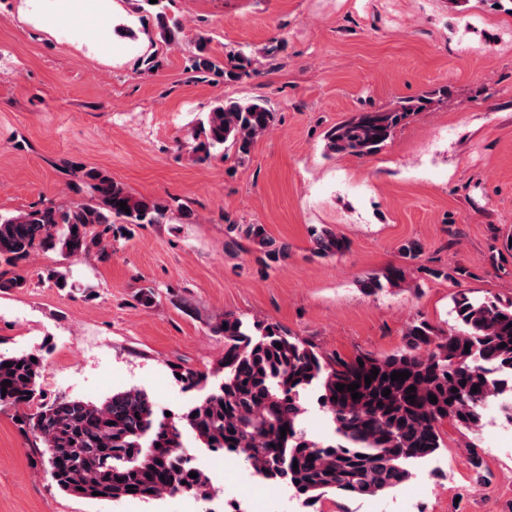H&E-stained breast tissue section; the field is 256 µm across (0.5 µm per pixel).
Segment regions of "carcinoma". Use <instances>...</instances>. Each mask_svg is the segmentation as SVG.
<instances>
[{
    "label": "carcinoma",
    "mask_w": 512,
    "mask_h": 512,
    "mask_svg": "<svg viewBox=\"0 0 512 512\" xmlns=\"http://www.w3.org/2000/svg\"><path fill=\"white\" fill-rule=\"evenodd\" d=\"M167 2L135 0V10L152 22L159 41L177 45L184 27L169 13ZM185 68L228 83L258 73L251 55L229 50L221 59L204 36L186 57ZM447 97L442 87L359 112L326 132V154L374 155L413 116ZM275 122L276 113L262 99L219 100L198 119L191 151L201 160L231 154L243 164ZM72 174L78 198L0 213V292L26 287L23 264L38 249L64 258L95 249L105 261L114 254L112 242L128 226L162 224L168 218L167 201L139 196L104 170L76 165ZM122 201L130 212L120 209ZM227 232L232 244L246 241L273 263L288 254V246L276 244L262 224L230 222ZM310 237L313 254L321 258L349 248L344 237L327 227L311 229ZM399 252L403 264L358 280L366 294L401 287L407 264L419 259L423 248L408 240ZM452 313L454 324L447 329L425 319L410 321L405 347L397 352L362 355L335 366L313 345L276 325L248 324L226 314L213 327L224 336V357L214 370L220 381L208 388L207 375L174 369L186 387L206 392L169 416L138 388L114 393L101 404L66 398L45 402L38 389L43 357H0V389H6L0 406L37 405L25 425L44 445L52 483L78 497L91 499L97 492L100 501H150L164 495H208L210 477L184 451L187 432L211 454L245 458L259 477L286 487L307 507L328 493L374 497L399 488L411 477L410 464L442 447L444 424L477 434L484 427L485 406L496 401L502 422L512 426V302L476 299L459 290L452 296ZM375 368L377 377L365 384ZM395 371L410 376L393 381L389 375ZM353 383L359 384V399L335 388ZM313 385L334 428L329 441L309 439L302 425L301 395ZM387 388L390 394L382 395ZM411 394L412 402L407 400ZM431 395L437 403L430 402ZM191 472L197 477H189Z\"/></svg>",
    "instance_id": "obj_1"
}]
</instances>
